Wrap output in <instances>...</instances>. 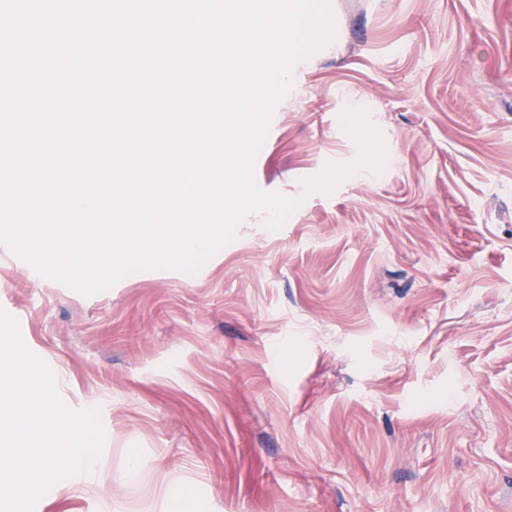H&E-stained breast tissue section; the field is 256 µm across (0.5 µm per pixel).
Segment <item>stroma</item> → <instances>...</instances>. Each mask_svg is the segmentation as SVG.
<instances>
[{"instance_id": "35a3bbf8", "label": "stroma", "mask_w": 512, "mask_h": 512, "mask_svg": "<svg viewBox=\"0 0 512 512\" xmlns=\"http://www.w3.org/2000/svg\"><path fill=\"white\" fill-rule=\"evenodd\" d=\"M332 7L254 162L301 201L279 230L89 296L0 250V309L105 432L34 512H512V0ZM358 105L384 169L305 194Z\"/></svg>"}]
</instances>
